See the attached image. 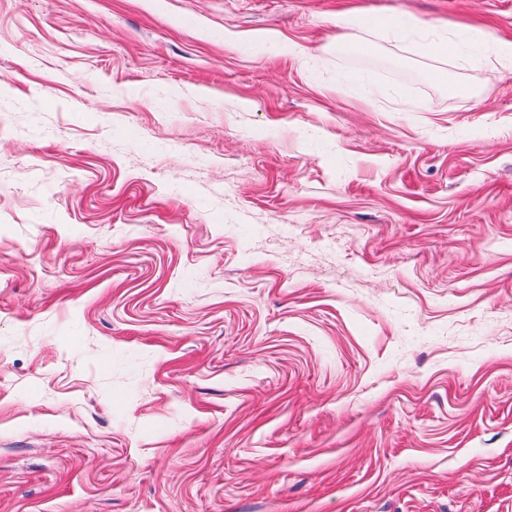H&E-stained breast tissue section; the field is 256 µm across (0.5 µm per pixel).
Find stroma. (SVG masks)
<instances>
[{
	"instance_id": "1",
	"label": "stroma",
	"mask_w": 512,
	"mask_h": 512,
	"mask_svg": "<svg viewBox=\"0 0 512 512\" xmlns=\"http://www.w3.org/2000/svg\"><path fill=\"white\" fill-rule=\"evenodd\" d=\"M400 10L512 39L0 0V512H512V68Z\"/></svg>"
}]
</instances>
